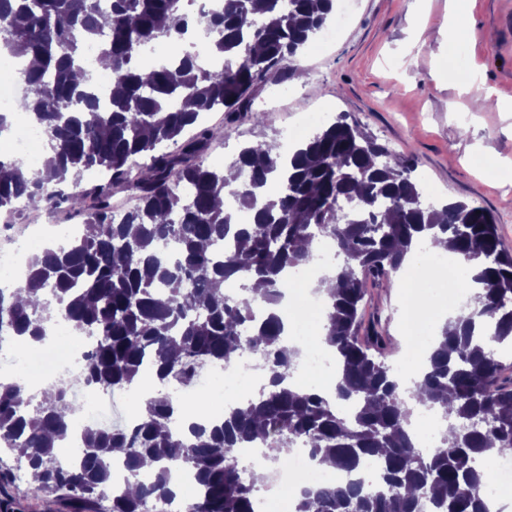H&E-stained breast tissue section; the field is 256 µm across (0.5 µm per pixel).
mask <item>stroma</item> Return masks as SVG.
I'll return each instance as SVG.
<instances>
[{
  "label": "stroma",
  "instance_id": "35a3bbf8",
  "mask_svg": "<svg viewBox=\"0 0 512 512\" xmlns=\"http://www.w3.org/2000/svg\"><path fill=\"white\" fill-rule=\"evenodd\" d=\"M336 39L310 44L301 56L305 82L268 78L252 94V111L271 120V130L305 119L317 123L347 113L395 157L413 159L415 178L431 202L464 201L495 217L502 245L512 252V0H475V42L449 46L440 28L448 0H355ZM489 92L491 107L470 109L461 86L472 64ZM456 111H449V101ZM212 132L205 158L224 164L243 141L259 134L248 119L228 123L225 112L205 115ZM404 291L366 285L362 324L379 323L390 341L389 365L411 362L416 352L405 323ZM0 499L14 512H72L67 493H48L18 478L12 454L0 453Z\"/></svg>",
  "mask_w": 512,
  "mask_h": 512
}]
</instances>
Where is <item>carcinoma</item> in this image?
Segmentation results:
<instances>
[{
  "instance_id": "cac0c4a2",
  "label": "carcinoma",
  "mask_w": 512,
  "mask_h": 512,
  "mask_svg": "<svg viewBox=\"0 0 512 512\" xmlns=\"http://www.w3.org/2000/svg\"><path fill=\"white\" fill-rule=\"evenodd\" d=\"M196 0H0V52L21 43L37 66L19 73L26 92L17 110L45 131L51 163L22 169L0 158V210L39 198L52 211L65 202L86 213L70 244L26 260L22 284L0 288V342L28 335L41 342L49 323L96 333L82 381L96 389H130L151 368L157 383L189 382L208 362L259 358L266 383L221 419L177 430L181 401L158 391L148 416L108 430L88 429L75 462L54 441L70 436L76 407L66 388L37 394L0 383V447L21 449L31 477L67 491L81 512L108 499L112 512H145L151 499L170 501L171 472L187 467L198 485L191 512H254V481L239 476L236 449L260 443L280 464L297 441L312 458L350 472L367 457L380 462L378 485L349 480L309 490L294 512H486L480 490L492 459L512 453V378L500 348L512 345V254L501 249L486 209L463 201L432 204L412 178L414 162L388 165L390 153L344 113L290 153L275 137L238 146L228 161L239 184L236 205L251 213L237 223L220 207L224 168L206 162L211 134L184 139L204 114L222 108L266 128L250 112L254 87L299 68L300 51L326 25L334 0H224L217 13ZM165 39L178 52L146 69L141 51ZM111 79L108 104L80 88L75 70L88 47ZM179 145L176 152L165 147ZM149 162L139 166L136 158ZM108 176L92 199L78 190L87 173ZM128 183L138 204L112 217L109 188ZM446 239L473 264L456 282L469 303L442 330L422 381L401 389L385 360L389 337L373 326L358 336L365 285L388 282L412 247ZM334 247L336 287L329 292L326 342L335 348L336 402L316 390H292L300 352L282 345L284 322L272 308L289 288L288 271L315 259L307 245ZM240 283L231 296L218 291ZM264 287L252 296L251 283ZM440 402L449 433L421 453L406 430L413 409ZM351 402L348 418L336 411ZM110 448L125 450L129 473L112 490ZM149 471L148 479H139Z\"/></svg>"
}]
</instances>
